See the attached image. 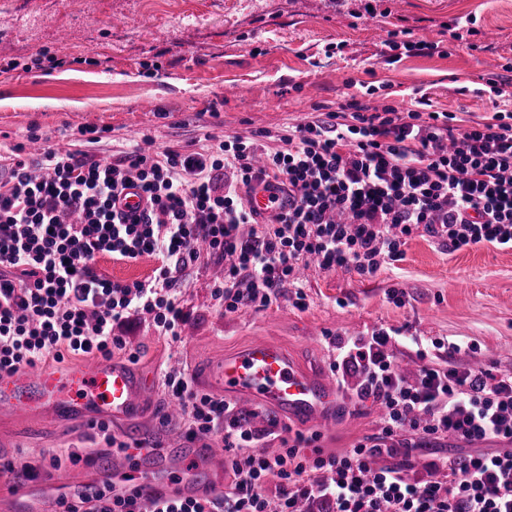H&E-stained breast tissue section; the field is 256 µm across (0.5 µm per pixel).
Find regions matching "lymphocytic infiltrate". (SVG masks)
I'll return each mask as SVG.
<instances>
[{"mask_svg":"<svg viewBox=\"0 0 512 512\" xmlns=\"http://www.w3.org/2000/svg\"><path fill=\"white\" fill-rule=\"evenodd\" d=\"M266 136L206 132L192 150L136 145L109 157L93 136L64 151L35 134L28 143L37 151L0 148V373L68 355L111 357L127 345L119 327L144 315L179 342L185 273L210 257L224 260L213 296L235 312L276 304L309 260L373 276L417 233L451 251L512 249V124L502 115L469 124L433 110L424 93L403 111L353 97L289 128L280 146ZM259 185L285 194L287 208L257 213L250 198ZM131 187L145 199L136 215L116 208ZM102 254L161 265L154 277L119 283L97 272ZM399 337L382 330L338 348L361 376L358 396L383 409L371 442L326 454L300 435L267 451L275 430L254 429L233 402L167 369L163 385L189 418L188 439L221 436L231 454L223 495L143 498L103 483L59 497V512H300L309 501L322 512H512V376L425 365L407 379L386 351ZM419 437L501 446L432 463L423 481L381 464Z\"/></svg>","mask_w":512,"mask_h":512,"instance_id":"f902f5d3","label":"lymphocytic infiltrate"}]
</instances>
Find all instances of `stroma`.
<instances>
[{"label": "stroma", "mask_w": 512, "mask_h": 512, "mask_svg": "<svg viewBox=\"0 0 512 512\" xmlns=\"http://www.w3.org/2000/svg\"><path fill=\"white\" fill-rule=\"evenodd\" d=\"M374 6V15L360 19V0H0V138L14 145L34 131L58 144L63 131L93 128L104 134L96 146L104 156L144 135L157 147H185L204 130L219 138L258 130L277 135L312 117L317 106L353 96L378 106L387 94L416 88L427 90L439 109L462 106L467 119L489 117L473 90L512 64V0H375ZM453 22L462 39L452 38ZM402 27L437 42L438 52L390 49L388 31ZM43 51L66 66L25 70ZM10 60L17 69L3 70ZM465 85L469 94H460ZM158 265L148 256L95 261L99 273L124 283L153 276ZM223 274L217 259L190 270L181 342L159 336L144 317L128 332L121 358H133L157 381L162 367L194 374L206 362L272 339L302 366L331 376L339 340L393 328L406 337L389 347L399 364H417L418 343L440 339L460 349L432 351L436 366L512 373V249L484 243L451 251L416 234L401 260L374 276L312 266L299 288L284 289L277 304L259 311L225 312L212 297ZM396 291L401 300L393 299ZM300 292L305 305L298 308ZM168 408L163 388H156L137 428L146 442L176 455L183 472L194 463L185 450L186 423ZM378 431L369 398L319 428V446L343 453ZM108 451L87 424L0 415V460L42 472L29 486L38 512H55L70 479ZM54 456L61 459L56 468Z\"/></svg>", "instance_id": "stroma-1"}]
</instances>
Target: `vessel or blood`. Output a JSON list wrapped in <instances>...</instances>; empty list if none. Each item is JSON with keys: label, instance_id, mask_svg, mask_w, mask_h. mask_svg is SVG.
<instances>
[{"label": "vessel or blood", "instance_id": "vessel-or-blood-1", "mask_svg": "<svg viewBox=\"0 0 512 512\" xmlns=\"http://www.w3.org/2000/svg\"><path fill=\"white\" fill-rule=\"evenodd\" d=\"M198 379L224 397L266 406L301 427L331 424L339 410L335 379L299 366L274 341L259 340L204 364ZM153 392L149 376L121 358L101 360L87 369L51 371L38 366L0 375V411L128 422L142 413ZM124 442V447L113 449L111 464L99 468L98 479L145 496L172 492L205 498L223 493L220 482L196 475L181 477L170 486L158 477L141 475L140 461L161 459L160 449L129 436ZM191 453L208 470L221 468L224 462V448L215 438L195 441Z\"/></svg>", "mask_w": 512, "mask_h": 512}]
</instances>
